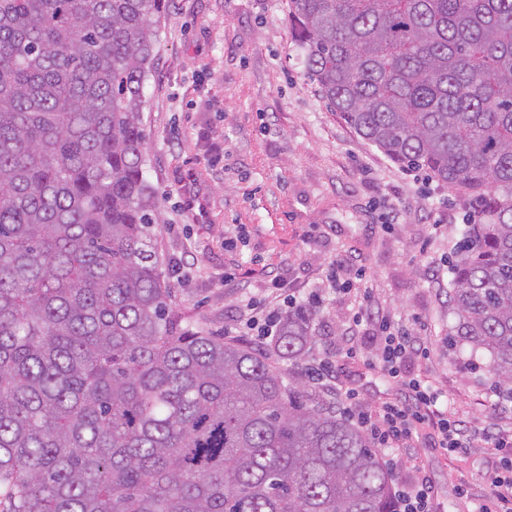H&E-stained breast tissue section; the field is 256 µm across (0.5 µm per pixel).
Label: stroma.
Masks as SVG:
<instances>
[{
    "instance_id": "1",
    "label": "stroma",
    "mask_w": 512,
    "mask_h": 512,
    "mask_svg": "<svg viewBox=\"0 0 512 512\" xmlns=\"http://www.w3.org/2000/svg\"><path fill=\"white\" fill-rule=\"evenodd\" d=\"M155 29L145 177L174 306L207 331L267 352L271 341L242 332L243 304L283 307L266 278L278 270L297 303L315 302L316 316L303 354L275 364L333 407L350 388L370 409L399 397L373 366L378 320L411 330L428 356L408 358L402 371L433 387L467 446L451 455L424 438L380 455L394 460V480L427 481L434 512H472L501 470L490 439L512 433V401L489 402L488 354L448 344L462 193L393 163L327 108L304 75L288 0H172ZM192 194L205 199V214L188 209ZM366 287L372 317L359 328L360 358L349 359L344 336ZM322 360L330 374L316 383L309 371Z\"/></svg>"
}]
</instances>
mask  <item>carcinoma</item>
<instances>
[{
    "label": "carcinoma",
    "mask_w": 512,
    "mask_h": 512,
    "mask_svg": "<svg viewBox=\"0 0 512 512\" xmlns=\"http://www.w3.org/2000/svg\"><path fill=\"white\" fill-rule=\"evenodd\" d=\"M169 3L0 0V512H398L365 433L172 307L142 124ZM288 21L332 111L466 196L448 342L511 384L512 0H288Z\"/></svg>",
    "instance_id": "obj_1"
}]
</instances>
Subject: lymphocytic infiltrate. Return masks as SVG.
<instances>
[{
    "label": "lymphocytic infiltrate",
    "instance_id": "f902f5d3",
    "mask_svg": "<svg viewBox=\"0 0 512 512\" xmlns=\"http://www.w3.org/2000/svg\"><path fill=\"white\" fill-rule=\"evenodd\" d=\"M379 330L380 348L376 361L385 374L397 381L401 395L385 402L379 414L374 416L356 406L358 394L348 390L346 398L351 405L345 410L347 417L382 445L396 443L414 447L416 434L429 428L436 435L438 447L451 454L457 452L465 445V433L459 421L449 419L447 413L437 410L436 394L424 381L402 374L404 361L423 352L417 336L395 327L386 319L380 320Z\"/></svg>",
    "mask_w": 512,
    "mask_h": 512
}]
</instances>
